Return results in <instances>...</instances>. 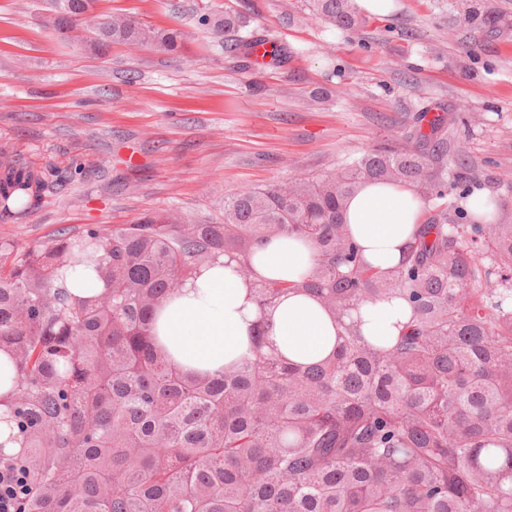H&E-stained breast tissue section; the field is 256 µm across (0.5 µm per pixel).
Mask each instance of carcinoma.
Segmentation results:
<instances>
[{"instance_id": "carcinoma-1", "label": "carcinoma", "mask_w": 512, "mask_h": 512, "mask_svg": "<svg viewBox=\"0 0 512 512\" xmlns=\"http://www.w3.org/2000/svg\"><path fill=\"white\" fill-rule=\"evenodd\" d=\"M98 0H51L44 25L80 15L95 49L152 45L159 32ZM356 0H307L338 28ZM224 41L240 17L204 12ZM407 132L324 178L298 177L224 200V222L173 211L135 224H86L45 242H0V350L14 370L10 405L28 489L16 512H512V221L463 210L476 180L448 156L444 125ZM73 176L0 147V215L25 211ZM414 187L421 223L401 264L378 272L343 211L361 183ZM455 200H448L449 196ZM468 218L469 223L459 220ZM295 234L318 251L298 283L262 282L260 308L289 290L338 321L336 351L297 365L257 345L213 373H186L152 335L154 312L199 271ZM93 268L100 294H72L62 272ZM385 297L411 308L390 343L364 336L352 310Z\"/></svg>"}]
</instances>
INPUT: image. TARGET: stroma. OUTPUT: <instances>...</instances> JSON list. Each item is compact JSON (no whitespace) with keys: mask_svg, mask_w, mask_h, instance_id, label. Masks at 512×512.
<instances>
[{"mask_svg":"<svg viewBox=\"0 0 512 512\" xmlns=\"http://www.w3.org/2000/svg\"><path fill=\"white\" fill-rule=\"evenodd\" d=\"M477 2L392 0L386 16L363 12L341 30L305 0H99L101 13L179 30L186 66L144 44L97 55L84 33L43 25L50 0H0V144L40 168H82L29 213L0 216V240L134 224L148 210L216 221L226 196L401 142L427 107L465 112L450 153L496 194L512 183V0H496L492 27L469 23ZM206 11L278 41L277 64L242 68L199 24Z\"/></svg>","mask_w":512,"mask_h":512,"instance_id":"1","label":"stroma"}]
</instances>
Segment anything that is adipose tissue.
<instances>
[{"label": "adipose tissue", "instance_id": "ef3b65f1", "mask_svg": "<svg viewBox=\"0 0 512 512\" xmlns=\"http://www.w3.org/2000/svg\"><path fill=\"white\" fill-rule=\"evenodd\" d=\"M421 208L413 188L368 180L348 198L344 217L366 262L384 271L401 263ZM316 259L313 242L298 236L273 238L256 247L248 276L237 260L221 257L157 309L153 332L158 344L189 373L213 372L239 361L256 335L267 349L294 363L327 358L336 348L339 327L314 297L291 292L267 309L259 308L254 298L256 284L299 281ZM352 318L364 335L383 342L397 336L410 309L400 299L385 298L360 306Z\"/></svg>", "mask_w": 512, "mask_h": 512}]
</instances>
